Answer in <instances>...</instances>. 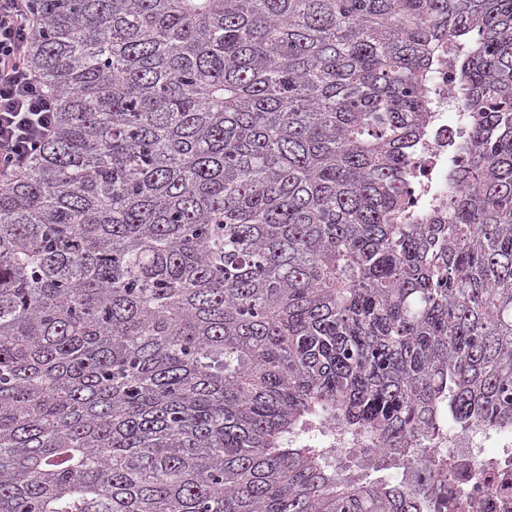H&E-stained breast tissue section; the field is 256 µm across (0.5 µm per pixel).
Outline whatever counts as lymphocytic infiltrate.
<instances>
[{
	"instance_id": "1",
	"label": "lymphocytic infiltrate",
	"mask_w": 512,
	"mask_h": 512,
	"mask_svg": "<svg viewBox=\"0 0 512 512\" xmlns=\"http://www.w3.org/2000/svg\"><path fill=\"white\" fill-rule=\"evenodd\" d=\"M36 27L31 0H0V192L56 133L58 94L26 63Z\"/></svg>"
}]
</instances>
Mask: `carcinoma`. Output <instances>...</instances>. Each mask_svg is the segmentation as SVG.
<instances>
[{
	"label": "carcinoma",
	"instance_id": "cac0c4a2",
	"mask_svg": "<svg viewBox=\"0 0 512 512\" xmlns=\"http://www.w3.org/2000/svg\"><path fill=\"white\" fill-rule=\"evenodd\" d=\"M56 134L0 193V512H431L355 477L512 429V0H33ZM469 115L408 180L433 51ZM448 51V44L435 49L436 66L431 72L429 84L433 102L431 126L415 156V177L408 188L409 202L414 203L413 207L427 200L418 215L420 222H423L428 210L435 206V200L446 195L448 157L455 156L460 145V139L454 142V135L468 124L467 113L456 111L452 99L451 87L455 81V71ZM448 110L456 111L455 121L451 125L448 124ZM344 441L329 445L327 448H337L332 451L331 455L332 457L336 458L338 464H341L345 467H348L349 470H351V474L359 475L360 469H359V456L352 448H357V445H355L351 440L343 438ZM352 450V451H351ZM352 455L353 460H349L347 457L349 455Z\"/></svg>",
	"mask_w": 512,
	"mask_h": 512
}]
</instances>
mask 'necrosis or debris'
Segmentation results:
<instances>
[{
    "instance_id": "1",
    "label": "necrosis or debris",
    "mask_w": 512,
    "mask_h": 512,
    "mask_svg": "<svg viewBox=\"0 0 512 512\" xmlns=\"http://www.w3.org/2000/svg\"><path fill=\"white\" fill-rule=\"evenodd\" d=\"M434 56L436 66L429 84L431 126L415 156V177L409 187V200L414 204L432 203L444 196L448 159L459 150L453 137L468 123L467 113L454 110L455 71L447 46L437 47ZM423 453L428 466L410 471L409 479L430 485L434 464L446 463V486L456 501V512H512V430L446 432L433 437Z\"/></svg>"
}]
</instances>
